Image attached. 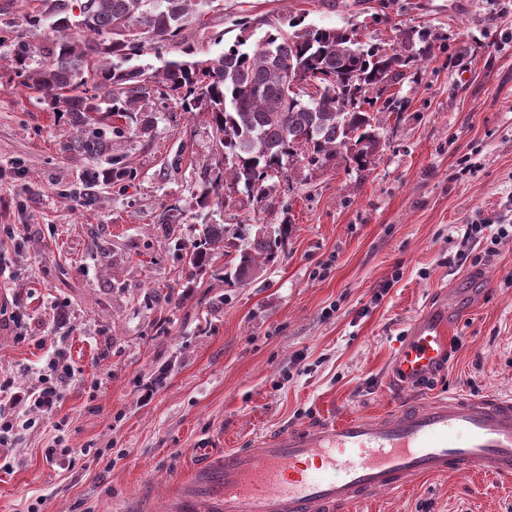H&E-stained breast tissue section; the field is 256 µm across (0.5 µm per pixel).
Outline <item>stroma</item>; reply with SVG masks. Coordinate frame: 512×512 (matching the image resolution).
<instances>
[{"label": "stroma", "mask_w": 512, "mask_h": 512, "mask_svg": "<svg viewBox=\"0 0 512 512\" xmlns=\"http://www.w3.org/2000/svg\"><path fill=\"white\" fill-rule=\"evenodd\" d=\"M304 18L389 45L427 30L433 52L376 106L364 167L284 168L269 209L226 207L214 224L288 222L277 262L224 282L227 256L192 273L182 250L213 164L207 113L168 108L151 136L113 138L135 177L77 203L85 162L63 152L66 117L10 80L0 48V380L36 385L53 354L62 399L32 410L7 445L0 512H162L181 473L212 449L278 428L386 413L464 391L512 392V9L502 0H224L188 35L240 36L239 18ZM484 227L480 241L463 235ZM450 290L462 320L449 364L421 389L387 383L394 347ZM49 448L67 450L62 465ZM364 512H512V480L425 479Z\"/></svg>", "instance_id": "35a3bbf8"}]
</instances>
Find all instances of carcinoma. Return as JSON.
I'll use <instances>...</instances> for the list:
<instances>
[{
  "label": "carcinoma",
  "instance_id": "obj_1",
  "mask_svg": "<svg viewBox=\"0 0 512 512\" xmlns=\"http://www.w3.org/2000/svg\"><path fill=\"white\" fill-rule=\"evenodd\" d=\"M27 24L40 32L31 42L0 25V47H8L17 86L50 110L65 112L71 132L65 150L87 163L85 182H120L133 171L109 150L105 134L90 126L115 117L125 128L152 135L157 102L210 116L216 164L222 177L210 182L198 205L224 204L241 193L261 204L269 181L285 164L318 169L338 157L362 164L378 144L385 113L369 94L381 95L431 53L429 33H401L389 47L363 42L356 29L316 26L302 18L288 28L265 19L237 21L243 36L227 48L217 34L212 52L186 41L217 0H36ZM267 26L250 47L246 32ZM422 50H412L415 42ZM173 47L165 56L161 49ZM153 50L158 66L141 64ZM300 75L290 90L284 73ZM92 134H87V130ZM288 229L258 228L248 247L237 251L224 280L242 284L275 261ZM234 234L226 224H207L182 258L196 272L213 257L230 254Z\"/></svg>",
  "mask_w": 512,
  "mask_h": 512
}]
</instances>
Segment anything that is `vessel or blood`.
Here are the masks:
<instances>
[{
  "label": "vessel or blood",
  "mask_w": 512,
  "mask_h": 512,
  "mask_svg": "<svg viewBox=\"0 0 512 512\" xmlns=\"http://www.w3.org/2000/svg\"><path fill=\"white\" fill-rule=\"evenodd\" d=\"M458 318L426 309L400 342L388 382L408 390L448 366ZM489 472L512 479V393L449 394L380 416L276 429L250 448L206 452L167 512H360L424 476Z\"/></svg>",
  "instance_id": "obj_1"
}]
</instances>
